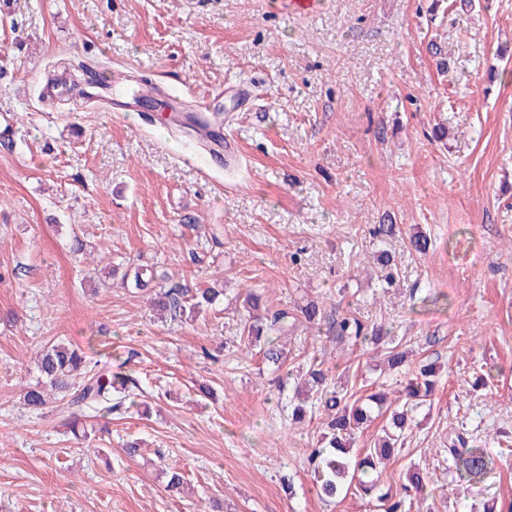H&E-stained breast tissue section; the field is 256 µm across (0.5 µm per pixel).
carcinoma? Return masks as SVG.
<instances>
[{"label":"carcinoma","instance_id":"cac0c4a2","mask_svg":"<svg viewBox=\"0 0 512 512\" xmlns=\"http://www.w3.org/2000/svg\"><path fill=\"white\" fill-rule=\"evenodd\" d=\"M429 50L436 59L437 69L448 72L450 57L445 48L432 41ZM374 261L383 272L381 280L390 287L395 281L396 265L388 250L382 249L374 255ZM122 286L138 290L153 289L155 297L152 308L160 315H168L176 321L185 316H197L215 304L223 291L205 288L191 293L187 288L174 284L165 286L159 282L155 270L141 266L126 270L120 277ZM261 295L246 294L245 305L248 318L244 321L243 341L255 346L265 339L268 348L263 351L264 359L279 370L283 364L282 352L276 348L279 336L288 332V319L307 327L328 324V330L336 341L349 347L372 343L379 345L388 339L389 331L383 326H369L356 314L345 313L330 321L323 303L309 301L297 308L298 314L286 309L259 313ZM37 382L24 388L23 403L32 411L43 410L51 401L62 402L63 408L72 415L77 413L107 417L127 405L135 404V396L129 390L134 380L121 373H112V363L86 362L85 357L72 344L55 342L44 349L36 358ZM435 369L421 365L412 371V377L403 387V400L394 408H387L388 392L376 391L365 397H354L344 387L331 385L322 363L313 360L307 371L305 386L308 393L316 395L317 413L322 419L325 431L321 433L318 447L313 449L308 460L318 483L320 493L334 498L345 492L377 503L381 512H407V497L410 493L419 496L426 490V476L418 468L405 473L401 491L385 488L380 484L378 473L387 461L400 454L406 444L405 432L412 422L414 407L432 396L436 381ZM389 412L388 422L382 433L370 448L356 447L357 434L373 419L376 410ZM505 445L493 454L487 448L470 444L467 433L460 430L448 432V461L462 480L478 482L487 474L494 457L502 456Z\"/></svg>","mask_w":512,"mask_h":512}]
</instances>
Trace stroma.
<instances>
[{"instance_id": "1", "label": "stroma", "mask_w": 512, "mask_h": 512, "mask_svg": "<svg viewBox=\"0 0 512 512\" xmlns=\"http://www.w3.org/2000/svg\"><path fill=\"white\" fill-rule=\"evenodd\" d=\"M430 3L322 0L287 16L276 0H0V116L13 121L0 131V512H211L216 499L224 512H375L317 495L318 422L291 424L262 352L241 353L250 289L273 310L318 300L386 325L411 363L433 364L436 389L381 482L399 487L416 463L432 494L411 512H507L512 454L468 486L443 446L453 427L489 448L512 438V0H475L463 19L428 16ZM437 35L447 75L427 49ZM99 58L103 90L145 78L181 112L214 98L237 162L155 112L117 118L87 98L80 66ZM242 84L239 103L228 93ZM389 221L378 244L370 231ZM382 246L398 263L390 289L370 270ZM134 263L224 297L157 320L110 275ZM59 340L95 361L135 350L148 412L27 409L34 361ZM279 346L284 370L319 355L363 394L402 379L380 349L325 330L297 326ZM488 371L494 383L476 385Z\"/></svg>"}]
</instances>
